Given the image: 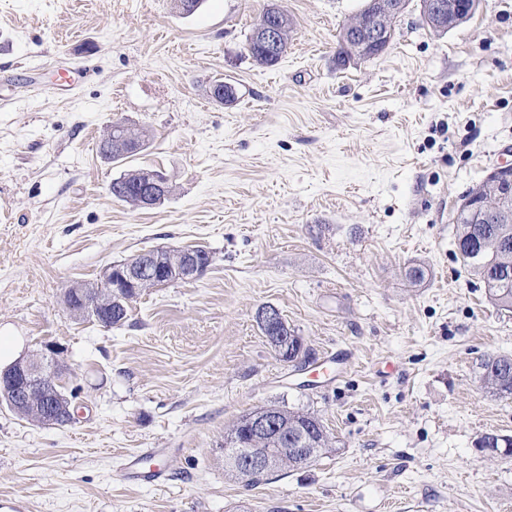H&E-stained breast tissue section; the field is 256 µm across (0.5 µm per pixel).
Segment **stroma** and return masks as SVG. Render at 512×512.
I'll return each instance as SVG.
<instances>
[{
	"label": "stroma",
	"mask_w": 512,
	"mask_h": 512,
	"mask_svg": "<svg viewBox=\"0 0 512 512\" xmlns=\"http://www.w3.org/2000/svg\"><path fill=\"white\" fill-rule=\"evenodd\" d=\"M292 23L257 65L246 38L268 2ZM365 0H0V331L51 346L79 416L38 426L0 404V497L28 512H512V397L480 364L512 355V311L461 260L456 206L512 161V0H479L446 32L410 0L379 55L336 64ZM62 70L81 72L72 88ZM237 99L215 102L216 79ZM144 147L101 158L107 128ZM164 175L136 209L124 168ZM201 246L198 279L142 293L123 325L70 317L63 293L109 264ZM419 265L422 281L406 271ZM276 308L315 360L353 362L318 385L280 361L257 313ZM317 415L331 453L250 485L224 437L272 403ZM167 449L165 485L129 487L124 454ZM118 126L123 127V131L129 137V139H131L135 142H139V145H138V148L136 151H132L133 149H131V145L125 141L124 137L115 136V138H112L113 130H114V128H116ZM147 137H148L147 131L144 129H142L140 131H138V130L135 131L134 129H131L122 123H115V124H112L111 130H110V133L108 136V147L110 150L114 149V150H119V151H126V150H128V151H126V152H118V151L109 152V151L105 150L104 146L102 147L103 140H101V142L99 143L98 151H99V154L104 159L108 160L109 162L122 163L126 159H128L131 156H133L134 154H136L137 151H139L140 149L143 148ZM155 174L152 171L145 169H130L120 175L118 178L113 179L109 191L113 198L131 203L135 198L137 190L146 184L147 177ZM146 188V189H145ZM168 188V190H167ZM170 193V187H167V180L163 177L155 176L151 182L140 190L135 199L136 207L149 208L155 206L154 199L160 194Z\"/></svg>",
	"instance_id": "35a3bbf8"
}]
</instances>
